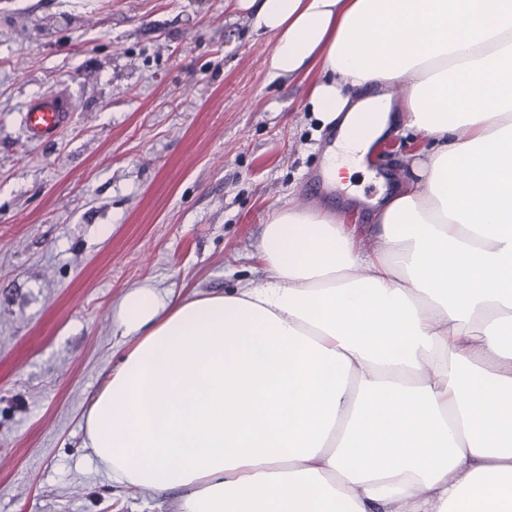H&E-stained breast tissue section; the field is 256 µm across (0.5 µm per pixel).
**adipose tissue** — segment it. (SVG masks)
<instances>
[{
  "label": "adipose tissue",
  "mask_w": 512,
  "mask_h": 512,
  "mask_svg": "<svg viewBox=\"0 0 512 512\" xmlns=\"http://www.w3.org/2000/svg\"><path fill=\"white\" fill-rule=\"evenodd\" d=\"M234 6L269 78L340 119L331 181L393 109L425 144L372 234L284 206L262 286L125 294L90 448L178 512H512V0Z\"/></svg>",
  "instance_id": "obj_1"
}]
</instances>
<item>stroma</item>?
<instances>
[{
  "label": "stroma",
  "mask_w": 512,
  "mask_h": 512,
  "mask_svg": "<svg viewBox=\"0 0 512 512\" xmlns=\"http://www.w3.org/2000/svg\"><path fill=\"white\" fill-rule=\"evenodd\" d=\"M224 2L0 0V512H177V492L144 499L85 446L120 299L261 285L275 209L370 226L380 178L418 147L396 127L371 175L311 193L336 125L270 80L273 38ZM49 91L73 117L34 143L22 111Z\"/></svg>",
  "instance_id": "stroma-1"
}]
</instances>
